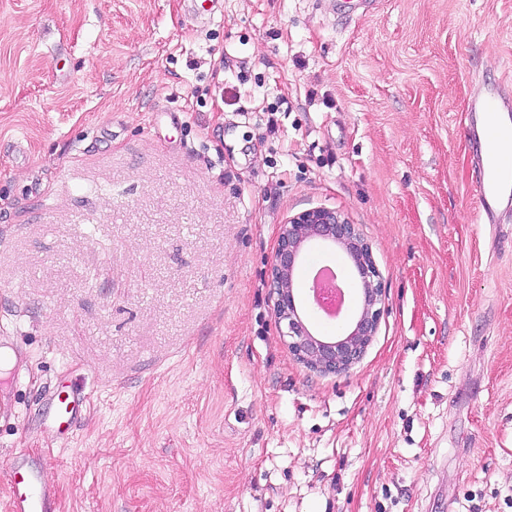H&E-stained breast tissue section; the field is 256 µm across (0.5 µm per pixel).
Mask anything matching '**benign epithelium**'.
<instances>
[{"instance_id": "obj_1", "label": "benign epithelium", "mask_w": 512, "mask_h": 512, "mask_svg": "<svg viewBox=\"0 0 512 512\" xmlns=\"http://www.w3.org/2000/svg\"><path fill=\"white\" fill-rule=\"evenodd\" d=\"M313 243L338 246L351 264L346 278L355 298L357 314L336 321V335L321 339L309 330L301 316L303 301L295 291L294 276L304 252ZM268 288L276 319L285 323L288 350L307 368L323 374L349 370L363 356L375 336L385 301V288L371 250L355 225L338 211L318 207L303 211L280 225Z\"/></svg>"}]
</instances>
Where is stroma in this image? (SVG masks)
Returning <instances> with one entry per match:
<instances>
[{
  "instance_id": "1",
  "label": "stroma",
  "mask_w": 512,
  "mask_h": 512,
  "mask_svg": "<svg viewBox=\"0 0 512 512\" xmlns=\"http://www.w3.org/2000/svg\"><path fill=\"white\" fill-rule=\"evenodd\" d=\"M199 8L0 0V512L19 457L57 512H512V210L480 223L466 133L512 0ZM315 207L386 289L339 375L267 288ZM52 427L58 431L68 429L77 420L79 400L69 391L58 389L53 399Z\"/></svg>"
}]
</instances>
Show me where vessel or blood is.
I'll list each match as a JSON object with an SVG mask.
<instances>
[{
  "mask_svg": "<svg viewBox=\"0 0 512 512\" xmlns=\"http://www.w3.org/2000/svg\"><path fill=\"white\" fill-rule=\"evenodd\" d=\"M468 142L483 170L478 185L479 216L494 223L500 202L512 203V158L499 154L498 142L512 136V105L506 104L502 86L490 85L471 100L468 113ZM52 425L68 429L77 420L79 401L69 391L57 390L53 399ZM43 464L12 469L6 480L10 488V512H53L51 489L43 479Z\"/></svg>",
  "mask_w": 512,
  "mask_h": 512,
  "instance_id": "vessel-or-blood-1",
  "label": "vessel or blood"
}]
</instances>
